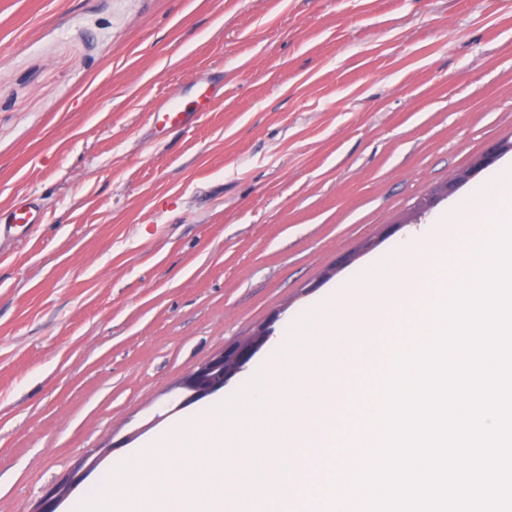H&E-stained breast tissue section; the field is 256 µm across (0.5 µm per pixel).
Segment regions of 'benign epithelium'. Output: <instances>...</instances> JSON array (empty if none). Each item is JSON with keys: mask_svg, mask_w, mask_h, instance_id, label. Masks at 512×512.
Here are the masks:
<instances>
[{"mask_svg": "<svg viewBox=\"0 0 512 512\" xmlns=\"http://www.w3.org/2000/svg\"><path fill=\"white\" fill-rule=\"evenodd\" d=\"M269 339V328L260 325L254 331L213 355L192 369L181 383L185 392L183 403L224 390L226 384L244 368L246 363ZM104 453L88 457L59 483L48 489L39 501L35 512H59L60 505L80 484L83 477L94 471L103 460Z\"/></svg>", "mask_w": 512, "mask_h": 512, "instance_id": "1", "label": "benign epithelium"}]
</instances>
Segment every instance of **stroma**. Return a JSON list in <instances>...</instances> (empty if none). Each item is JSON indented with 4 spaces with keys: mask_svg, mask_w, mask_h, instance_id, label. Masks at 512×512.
Listing matches in <instances>:
<instances>
[{
    "mask_svg": "<svg viewBox=\"0 0 512 512\" xmlns=\"http://www.w3.org/2000/svg\"><path fill=\"white\" fill-rule=\"evenodd\" d=\"M221 91L157 133L156 96ZM512 140V0H0V512H61L211 398L188 372L387 262L414 202ZM472 171L422 216L496 218ZM374 241L363 249L365 241ZM42 221L41 209L34 198H27L15 204L4 223L0 216V243L4 241H19L34 224ZM105 453L99 452L93 458L87 457L84 462L63 478L59 483L48 489L39 501L35 512H61L60 505L70 496L72 491L80 484L83 477L94 471ZM85 466V467H84Z\"/></svg>",
    "mask_w": 512,
    "mask_h": 512,
    "instance_id": "35a3bbf8",
    "label": "stroma"
}]
</instances>
